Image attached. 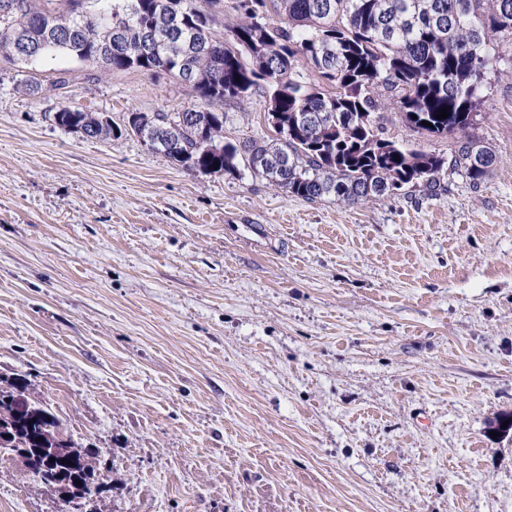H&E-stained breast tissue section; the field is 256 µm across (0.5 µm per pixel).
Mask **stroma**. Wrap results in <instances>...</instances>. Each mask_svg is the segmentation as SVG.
<instances>
[{
  "label": "stroma",
  "mask_w": 512,
  "mask_h": 512,
  "mask_svg": "<svg viewBox=\"0 0 512 512\" xmlns=\"http://www.w3.org/2000/svg\"><path fill=\"white\" fill-rule=\"evenodd\" d=\"M89 72L0 64V388L98 448L101 512H512V78L483 181L345 205L58 127L193 98ZM227 113L270 136L261 97ZM0 512L70 506L9 455Z\"/></svg>",
  "instance_id": "stroma-1"
}]
</instances>
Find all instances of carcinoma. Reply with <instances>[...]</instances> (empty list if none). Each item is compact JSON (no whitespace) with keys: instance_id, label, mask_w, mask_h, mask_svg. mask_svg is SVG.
I'll use <instances>...</instances> for the list:
<instances>
[{"instance_id":"carcinoma-1","label":"carcinoma","mask_w":512,"mask_h":512,"mask_svg":"<svg viewBox=\"0 0 512 512\" xmlns=\"http://www.w3.org/2000/svg\"><path fill=\"white\" fill-rule=\"evenodd\" d=\"M3 2L0 62L63 53L106 71L162 72L195 93L179 112L141 113L124 128L69 104L53 113L86 138L131 133L186 170L223 175L242 164L293 196L347 205L437 191L454 175L477 183L496 162L468 129L488 73L512 65V53L497 52L498 39L512 37V0H234L233 25L224 24V0H14L13 10ZM258 92L276 138L224 139V106ZM443 107L448 117L436 118ZM386 109L418 132L464 140L445 158L389 138ZM31 408L57 429L67 460L30 471L67 484L72 497L92 496L98 452L66 438L47 408ZM13 441L32 456L43 447L23 428Z\"/></svg>"}]
</instances>
